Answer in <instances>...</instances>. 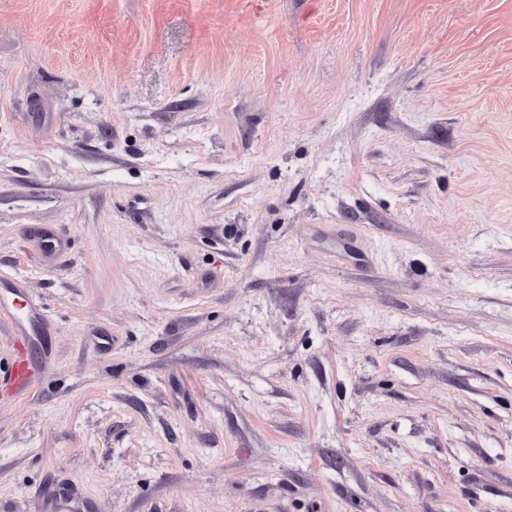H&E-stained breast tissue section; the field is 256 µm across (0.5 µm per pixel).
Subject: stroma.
<instances>
[{
  "instance_id": "1",
  "label": "stroma",
  "mask_w": 512,
  "mask_h": 512,
  "mask_svg": "<svg viewBox=\"0 0 512 512\" xmlns=\"http://www.w3.org/2000/svg\"><path fill=\"white\" fill-rule=\"evenodd\" d=\"M0 279V512H512V0H0ZM2 288H6V293L9 296H3L2 301L0 297L1 314L10 320L16 331L23 334L28 332L27 323L38 316L37 308L32 304H27L21 310L14 308V299L11 300V296H20L21 288H23L21 283L9 282L7 285H2Z\"/></svg>"
}]
</instances>
